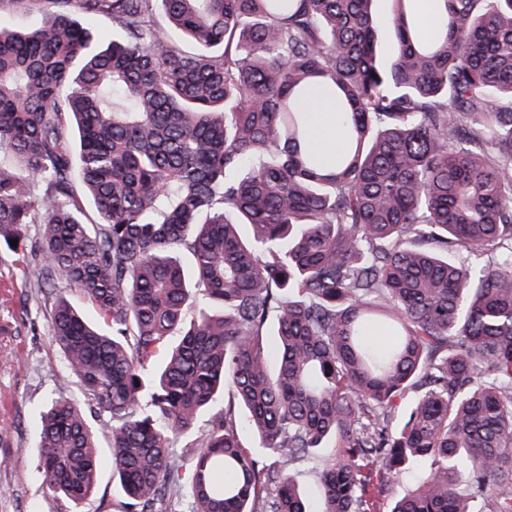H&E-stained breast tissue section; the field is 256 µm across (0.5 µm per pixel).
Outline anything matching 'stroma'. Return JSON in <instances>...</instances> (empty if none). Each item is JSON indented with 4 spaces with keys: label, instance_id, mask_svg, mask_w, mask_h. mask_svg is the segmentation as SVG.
Segmentation results:
<instances>
[{
    "label": "stroma",
    "instance_id": "35a3bbf8",
    "mask_svg": "<svg viewBox=\"0 0 512 512\" xmlns=\"http://www.w3.org/2000/svg\"><path fill=\"white\" fill-rule=\"evenodd\" d=\"M50 314L29 290V276L13 248L0 241V512H69L67 501L51 494L43 480L37 447L40 413L59 394L78 399V385L60 389L62 357L50 333ZM98 482L82 512H122L123 498L112 479L106 436Z\"/></svg>",
    "mask_w": 512,
    "mask_h": 512
}]
</instances>
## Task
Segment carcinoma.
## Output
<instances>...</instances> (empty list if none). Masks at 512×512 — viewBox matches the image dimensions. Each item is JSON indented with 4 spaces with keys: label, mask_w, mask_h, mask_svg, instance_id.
<instances>
[{
    "label": "carcinoma",
    "mask_w": 512,
    "mask_h": 512,
    "mask_svg": "<svg viewBox=\"0 0 512 512\" xmlns=\"http://www.w3.org/2000/svg\"><path fill=\"white\" fill-rule=\"evenodd\" d=\"M13 2L38 21L0 24V239L37 225L83 394L41 414L48 490L79 512L103 432L124 512L182 487L309 512L293 471L322 448L323 512H380L420 466L390 512H512V0H443L442 40L391 0L386 66L374 0ZM312 90L345 113L329 169ZM224 393L186 465L174 438Z\"/></svg>",
    "instance_id": "obj_1"
}]
</instances>
